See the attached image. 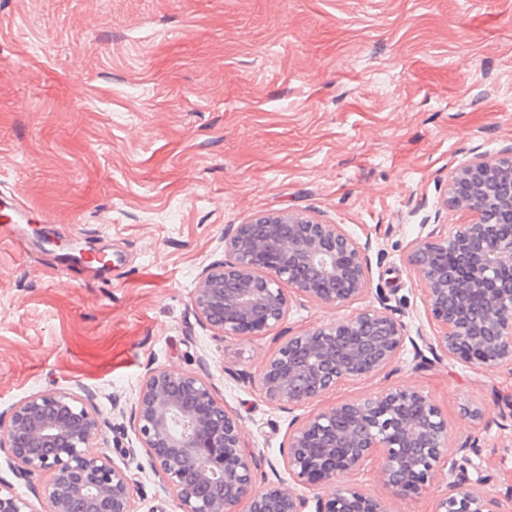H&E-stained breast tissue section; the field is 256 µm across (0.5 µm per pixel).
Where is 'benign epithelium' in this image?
I'll return each mask as SVG.
<instances>
[{"instance_id":"obj_1","label":"benign epithelium","mask_w":512,"mask_h":512,"mask_svg":"<svg viewBox=\"0 0 512 512\" xmlns=\"http://www.w3.org/2000/svg\"><path fill=\"white\" fill-rule=\"evenodd\" d=\"M446 204L468 220L445 234L416 238L407 261L425 286L435 334H407L382 289H372L367 247L339 224L303 212L258 213L224 230V259L198 275L191 305L215 338L266 336L305 298L342 307L375 291L379 307L303 330L280 342L263 363L259 382L268 404H310L344 382L375 376L397 361L406 343L414 360L423 350L472 368L512 366V147L478 156L448 178ZM454 253L462 277L441 257ZM424 347H419L416 340ZM112 411L128 417L149 469L177 512H388L385 501L340 481L377 463L394 495L417 496L439 476L448 493L434 512H494L484 474L473 479V447L448 461V420L430 396L412 387H383L292 422L279 454L288 479L256 487L262 454L242 436L228 408L201 371L149 370L130 403L112 395ZM110 418L95 394L60 389L33 393L0 412V454L23 496L0 476V512H133L134 483L109 456L94 451ZM327 485L309 499L301 489Z\"/></svg>"}]
</instances>
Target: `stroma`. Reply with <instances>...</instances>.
I'll return each mask as SVG.
<instances>
[{
    "instance_id": "35a3bbf8",
    "label": "stroma",
    "mask_w": 512,
    "mask_h": 512,
    "mask_svg": "<svg viewBox=\"0 0 512 512\" xmlns=\"http://www.w3.org/2000/svg\"><path fill=\"white\" fill-rule=\"evenodd\" d=\"M512 146V0H0V196L23 198L21 251L0 239V411L83 384L110 410L148 368L208 370L271 470L291 418L258 382L274 337L217 340L191 292L224 231L297 210L370 243L375 285L432 335L411 242L464 222L444 190L460 162ZM294 306L288 337L375 305ZM430 395L448 458L467 440L512 512V369L448 359L339 385L321 406L383 385ZM122 419L99 441L136 484L134 512H173ZM433 512L446 490L393 495Z\"/></svg>"
}]
</instances>
